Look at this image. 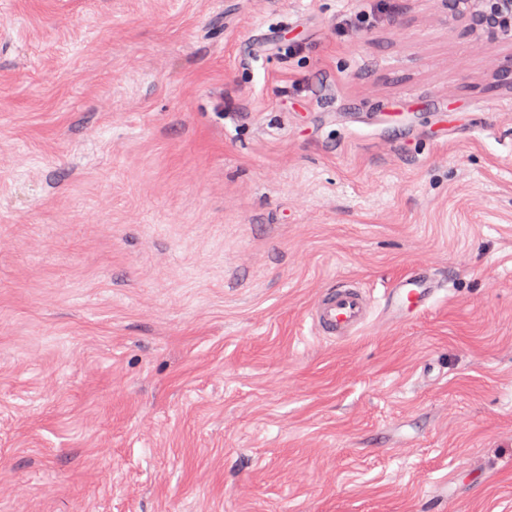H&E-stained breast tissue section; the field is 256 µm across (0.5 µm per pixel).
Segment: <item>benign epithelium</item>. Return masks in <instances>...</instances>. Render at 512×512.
<instances>
[{"instance_id": "1", "label": "benign epithelium", "mask_w": 512, "mask_h": 512, "mask_svg": "<svg viewBox=\"0 0 512 512\" xmlns=\"http://www.w3.org/2000/svg\"><path fill=\"white\" fill-rule=\"evenodd\" d=\"M448 22L464 23V33L490 43L512 42V0H443Z\"/></svg>"}]
</instances>
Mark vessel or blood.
Wrapping results in <instances>:
<instances>
[{"instance_id":"1","label":"vessel or blood","mask_w":512,"mask_h":512,"mask_svg":"<svg viewBox=\"0 0 512 512\" xmlns=\"http://www.w3.org/2000/svg\"><path fill=\"white\" fill-rule=\"evenodd\" d=\"M441 288V283L423 275L402 276L385 287L379 310L392 321L402 320L407 311L427 310ZM375 310L369 293L354 280L344 279L326 289L307 316L318 336L339 343L365 331Z\"/></svg>"}]
</instances>
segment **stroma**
I'll return each instance as SVG.
<instances>
[{"label": "stroma", "instance_id": "stroma-1", "mask_svg": "<svg viewBox=\"0 0 512 512\" xmlns=\"http://www.w3.org/2000/svg\"><path fill=\"white\" fill-rule=\"evenodd\" d=\"M0 15V512H512V44L442 0ZM410 270L428 312L314 335ZM373 313L374 303L365 288L343 279L317 298L307 316L318 336L339 343L365 331Z\"/></svg>", "mask_w": 512, "mask_h": 512}]
</instances>
